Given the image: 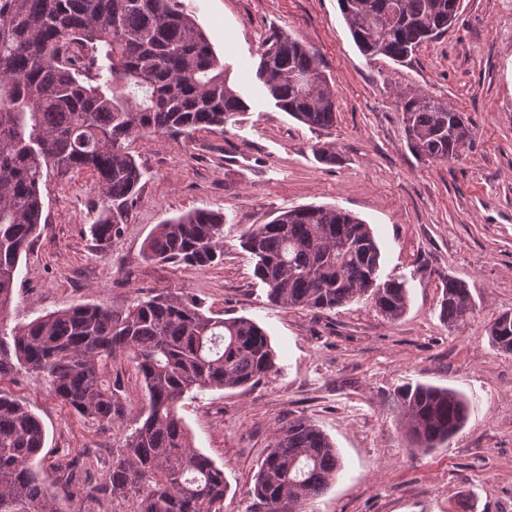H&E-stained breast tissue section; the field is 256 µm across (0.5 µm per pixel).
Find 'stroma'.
<instances>
[{
    "mask_svg": "<svg viewBox=\"0 0 512 512\" xmlns=\"http://www.w3.org/2000/svg\"><path fill=\"white\" fill-rule=\"evenodd\" d=\"M206 33L224 73L247 104L226 131L160 134L136 143L144 172L129 221L107 246L89 224L104 206L87 173L44 176L46 224L22 255L11 323L79 303L124 310L161 289L182 292L224 317L262 324L278 358L249 389L184 396L178 411L194 445L223 468L224 512H263L251 494L273 432L298 417L336 444L343 468L306 512H512V354L487 340V325L512 312V0H461L448 33L405 62L370 59L356 47L337 0H180ZM273 33L302 41L336 94L335 126L314 130L276 107L256 76ZM425 93L471 121L459 158L425 161L410 152L402 96ZM333 144L335 164L315 145ZM306 205L348 210L370 224L382 277L405 279L406 314L390 322L370 303L333 311L268 302L240 245L273 215ZM197 208L224 213V261L211 267L158 263L143 255L157 224ZM467 281L476 311L465 328L439 318L441 275ZM123 421L81 417L48 396L45 382L17 373L0 392L42 420L37 462L51 491L65 495V465L99 480L145 404L133 368L116 363ZM448 387L472 405L444 448L413 452L388 401L406 383Z\"/></svg>",
    "mask_w": 512,
    "mask_h": 512,
    "instance_id": "1",
    "label": "stroma"
}]
</instances>
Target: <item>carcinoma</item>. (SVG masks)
Masks as SVG:
<instances>
[{
  "instance_id": "1",
  "label": "carcinoma",
  "mask_w": 512,
  "mask_h": 512,
  "mask_svg": "<svg viewBox=\"0 0 512 512\" xmlns=\"http://www.w3.org/2000/svg\"><path fill=\"white\" fill-rule=\"evenodd\" d=\"M459 0H338L359 50L401 62L448 32ZM316 81L296 84L291 75ZM257 76L275 105L314 129L336 123L335 93L317 57L286 34L261 44ZM247 109L224 63L178 0H0V379L17 371L49 383L74 412L111 425L123 419L122 386L107 379L125 359L146 403L123 447L95 483L52 492L36 469L46 431L21 401L0 392V512H71L74 496L129 502L134 512H224V470L194 448L178 404L188 393L248 388L270 374L276 352L266 329L222 318L186 295L160 291L124 311L95 304L10 325L23 252L41 234L45 173L87 171L106 206L89 231L106 244L121 232L144 173L131 146L156 134L224 130ZM409 150L450 160L471 141V123L451 105L421 94L404 102ZM241 247L268 301L286 309L331 311L366 299L388 321L405 315L406 282L379 277L381 253L370 225L335 207L280 212L248 230ZM144 256L211 267L224 260V213L194 209L157 225ZM439 318L467 326L469 284L440 277ZM490 345L512 353V312L487 326ZM405 435L430 451L466 424L469 399L448 388L407 384L391 393ZM341 471L338 451L315 425L277 429L253 494L264 512H304Z\"/></svg>"
}]
</instances>
